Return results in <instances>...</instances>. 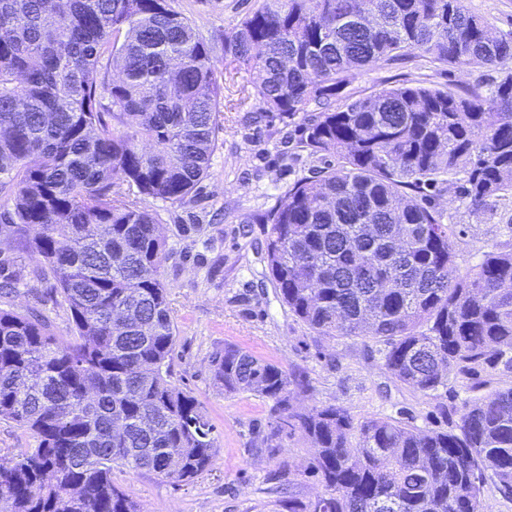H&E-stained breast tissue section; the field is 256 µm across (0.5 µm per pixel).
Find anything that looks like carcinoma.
<instances>
[{"mask_svg": "<svg viewBox=\"0 0 512 512\" xmlns=\"http://www.w3.org/2000/svg\"><path fill=\"white\" fill-rule=\"evenodd\" d=\"M416 52L498 77L486 97L402 83L332 106L355 74ZM104 55L117 77L99 81ZM224 67L257 72L269 112L316 105L305 144L338 157L265 220L289 311L322 336L384 344L387 371L424 394L453 371L512 373V252L460 272L454 225L423 194L460 180L473 212L512 195V32L491 36L464 0H262L224 35ZM216 69L167 0H0V245L42 258L75 330L61 342L37 311L0 308V418L37 438L0 457V512H142L112 469L178 486L211 463L213 427L170 381L167 242L147 201L184 204L208 177ZM211 367L224 393L273 401L261 447L310 441L323 491L288 496L287 512H491L486 473L512 500V386L422 431L296 409L304 380L235 345Z\"/></svg>", "mask_w": 512, "mask_h": 512, "instance_id": "cac0c4a2", "label": "carcinoma"}]
</instances>
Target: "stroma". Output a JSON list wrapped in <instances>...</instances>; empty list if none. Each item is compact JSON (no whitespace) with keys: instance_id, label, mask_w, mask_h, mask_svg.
<instances>
[{"instance_id":"obj_1","label":"stroma","mask_w":512,"mask_h":512,"mask_svg":"<svg viewBox=\"0 0 512 512\" xmlns=\"http://www.w3.org/2000/svg\"><path fill=\"white\" fill-rule=\"evenodd\" d=\"M187 16L216 60L224 58V35L253 11L259 0H168ZM215 77L224 87L222 128L212 155L210 175L184 204L151 201L167 237L170 253L164 282L177 326L171 381L203 406L213 427L216 453L207 471L175 486L150 473L115 469L112 479L139 502L143 512H281L289 494L311 497L322 485L310 468L312 449L301 434L283 438L278 451H255L271 420V401L253 394H225L210 367L211 355L224 345L243 348L305 377L307 388L296 405H337L355 420L390 417L420 430H447L470 407L475 382L512 384V373L479 372L473 378L453 373L437 391L425 395L397 381L384 366V347L370 339L331 338L313 332L293 315L274 287L266 260L265 217L280 195L297 181L318 176L328 157L301 144L304 113L266 111L255 92L253 71ZM494 72L457 68L416 55L359 73L344 90L358 96L385 85L415 82L434 88L488 94ZM431 201L444 223L454 225L455 262L465 270L483 254L512 249V200L490 199L471 212L447 186ZM200 225L184 234L182 225ZM28 274L0 308L40 309L54 334L70 339L73 324L52 281L34 271L38 258L22 254ZM290 464L292 483L282 489L274 475Z\"/></svg>"}]
</instances>
